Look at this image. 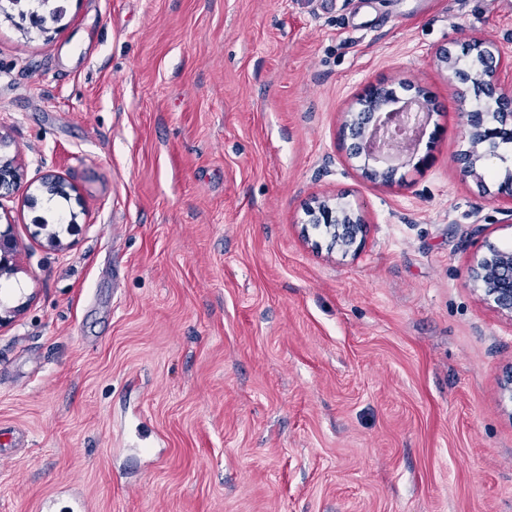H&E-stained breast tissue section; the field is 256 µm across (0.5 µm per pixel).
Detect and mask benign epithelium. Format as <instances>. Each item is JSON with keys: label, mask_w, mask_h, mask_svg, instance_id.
I'll list each match as a JSON object with an SVG mask.
<instances>
[{"label": "benign epithelium", "mask_w": 512, "mask_h": 512, "mask_svg": "<svg viewBox=\"0 0 512 512\" xmlns=\"http://www.w3.org/2000/svg\"><path fill=\"white\" fill-rule=\"evenodd\" d=\"M486 57L481 70L464 80L460 71L449 61L451 51L442 49L437 54L439 66L448 80L473 84L474 97L461 91L460 106L464 131L471 145L463 157L462 172L480 183L487 161L496 155L497 142L512 138V93L500 83L501 60L483 43L476 42ZM391 90L382 84H370L356 98L345 113L343 131L350 134L351 154L374 156L385 144L399 137L421 141L426 123L409 127L401 117V109L391 107ZM397 168L374 167L366 176L387 184L392 182ZM20 180V166L15 158L0 157V189L15 187ZM308 223L322 225L330 235L331 243L345 247L354 245L364 231L363 215L338 204L329 197H317L307 207ZM18 243L11 227L0 229V275L16 266ZM470 278L482 292V299L497 311L512 317V251L494 250L491 256L476 262L470 268Z\"/></svg>", "instance_id": "benign-epithelium-1"}]
</instances>
